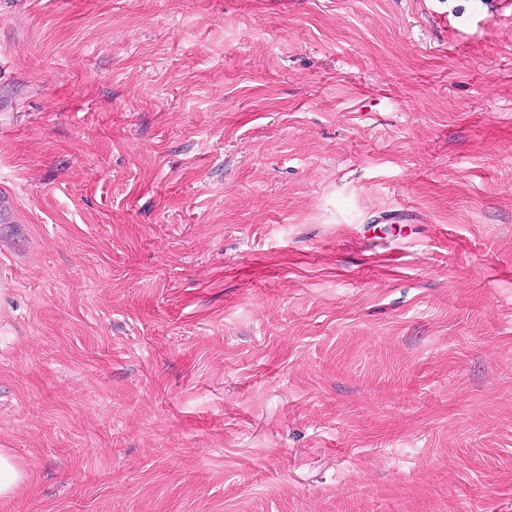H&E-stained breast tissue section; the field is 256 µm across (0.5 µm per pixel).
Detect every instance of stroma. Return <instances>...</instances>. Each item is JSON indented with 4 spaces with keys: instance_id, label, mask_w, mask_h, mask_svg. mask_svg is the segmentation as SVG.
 <instances>
[{
    "instance_id": "35a3bbf8",
    "label": "stroma",
    "mask_w": 512,
    "mask_h": 512,
    "mask_svg": "<svg viewBox=\"0 0 512 512\" xmlns=\"http://www.w3.org/2000/svg\"><path fill=\"white\" fill-rule=\"evenodd\" d=\"M2 193L0 512H512V6L0 0ZM26 475L10 449L0 448V499L12 498L24 484Z\"/></svg>"
}]
</instances>
